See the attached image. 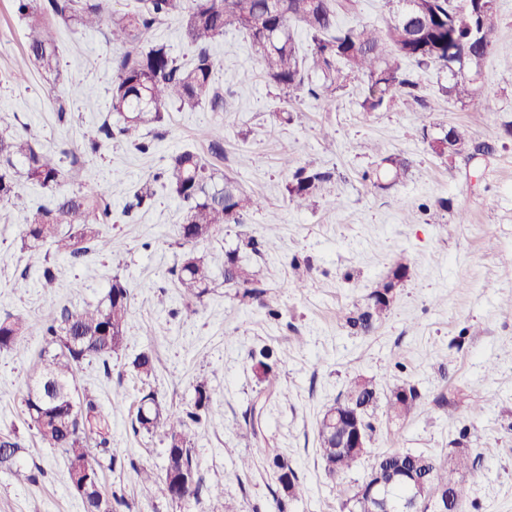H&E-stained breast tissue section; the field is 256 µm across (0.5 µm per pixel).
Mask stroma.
I'll return each instance as SVG.
<instances>
[{"instance_id":"stroma-1","label":"stroma","mask_w":512,"mask_h":512,"mask_svg":"<svg viewBox=\"0 0 512 512\" xmlns=\"http://www.w3.org/2000/svg\"><path fill=\"white\" fill-rule=\"evenodd\" d=\"M54 35L58 80L32 67L16 80L27 25L13 0H0V129L28 131L55 157L61 144L80 145L86 128L105 118L117 48L102 29L62 26ZM212 53L223 111H211L205 100L192 109L170 106L161 125L144 128L147 152L113 138L64 184L111 200L112 221L101 231L122 239L119 251L90 254L78 265L52 257L53 292H44L34 270L26 287H17L27 262L23 215L0 203V315L20 313L31 324L16 351L0 352V433L16 435L25 447L17 466L0 470V512H82L62 456L39 442L24 399L46 347L42 321L60 305L78 310L97 303L116 277L131 291L125 345L109 363L83 362L76 383L95 392L110 422L101 472L106 486L124 495L129 512H274L278 485L262 454L266 448L288 457L304 487L290 512H340L338 488L355 489L375 454L403 449L444 456L460 439L480 456L479 477L462 483L463 512H512V307L506 304L512 298V137L504 133L512 125V70L502 65L512 57V0H498L497 41L472 101L462 105L444 96L447 75L436 67L416 72L432 135L465 126L473 144L491 145L484 156L434 153L422 136L421 107L404 95L380 111H363L364 76L332 98L303 90L286 96L264 79L242 32L226 30ZM60 97L72 113L63 123L56 114ZM281 112L291 113L290 123L278 120ZM204 131L209 139H201ZM213 140L223 144V157L211 154ZM186 148L262 201L241 223L198 245L215 278L199 301L186 300L171 274L185 252L182 203L161 187L148 206L124 211L138 183ZM390 154L412 159L408 175L388 189L364 181L363 173ZM308 163L331 170L334 179L324 200L299 210L285 185L292 168ZM441 197L451 210L435 208ZM248 237L271 243V250L242 249ZM232 250L260 281L262 300H241L225 284L224 257ZM296 261L308 267L299 288ZM399 261L408 276L388 317L371 335L353 334L337 320L338 311L362 303ZM272 308L277 317L269 316ZM264 346L274 352L269 384L258 379L251 358ZM145 349L156 358L148 378L131 366ZM359 375L375 378L380 388L372 452L334 478L318 451V421ZM200 382L213 400L192 446L204 485L221 486L224 494L174 501L135 474L139 467L161 473L164 438L134 432L132 425L143 394L156 393L163 409L180 410L193 405ZM400 385L415 386L422 400L397 422L389 420L386 400ZM449 394L455 408L437 406V398ZM477 404L483 411L475 418ZM244 458L249 468H241Z\"/></svg>"}]
</instances>
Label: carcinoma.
Segmentation results:
<instances>
[{
	"instance_id": "cac0c4a2",
	"label": "carcinoma",
	"mask_w": 512,
	"mask_h": 512,
	"mask_svg": "<svg viewBox=\"0 0 512 512\" xmlns=\"http://www.w3.org/2000/svg\"><path fill=\"white\" fill-rule=\"evenodd\" d=\"M17 12L28 22L25 55L48 78L59 76L60 52L53 37L55 25L94 29L100 26L112 0H14ZM414 14L402 15L396 9L382 27L337 25L339 12L349 8L345 0H138L136 8L118 18H109L108 39L119 47L112 58L113 81L109 115L97 128L83 135L79 152L69 148L60 154L76 165L99 152L102 144L118 134L137 150L149 144L139 132L164 120L168 107L194 108L208 100L214 112L224 111V95L215 85L216 60L213 41L237 27L249 37L268 83L282 93L306 86L308 73H315L320 84L308 88L314 98L332 95L345 87L347 78L361 74L367 78V93L362 101L366 112L385 107L393 95L402 92L421 108L427 103L418 95L419 84L412 71L403 67L409 61L417 67L434 65L448 74L442 91L460 104L479 89L481 66L492 52L497 29V0H412ZM178 17L188 42L193 47L189 60L182 61L165 44H150L148 34L170 17ZM300 26L311 36L306 61L299 60V47L292 28ZM448 155L469 149L465 130L448 127ZM24 162L23 176L48 192L44 203L26 210L22 224V248L29 252L27 268H37L48 283L54 280L48 265L50 253L80 263L90 253H112L122 242L104 236L100 226L112 223V210L101 196L90 191L61 190L68 171L45 154L27 133L0 132V201L17 198L15 159ZM412 161L403 155H388L363 179L385 189L400 182ZM166 179L169 191L186 203L180 236L189 246L172 276L184 294L197 300L207 295L213 280L197 245L213 238L226 224H239L245 214L261 207V200L247 193L234 178L209 165L196 151L184 149L170 157L165 173L145 179L125 206V213L147 205L155 196V185ZM333 173L311 165L298 166L286 186L288 200L295 208H307L319 196ZM68 230H62V227ZM406 264L392 269L393 279L377 284L364 305L340 311L337 317L357 335H369L383 321L393 303L394 280H402ZM224 279L243 299L258 300L264 295L259 281L245 269L236 252L225 255ZM130 290L115 278L107 294L92 308L73 311L57 308L40 328L47 345L36 382L39 394L25 399L29 420L46 448L59 452L66 461L67 481L81 501L83 512H117L126 505L123 495L102 486L96 457L109 444L110 424L100 412L96 397L75 384L76 368L88 358L107 360L125 343ZM30 329L19 314L0 316V352L13 351L21 336ZM270 350L252 354L253 367L262 381L273 372ZM142 376L155 371L151 352L138 353L131 362ZM421 398L413 385L390 391L388 416L393 421L406 419ZM378 399L373 378L355 377L336 402L360 407V425L365 437H373L372 422ZM211 402L209 389L195 387L193 406L163 414L154 393L141 399L136 432L152 433L163 429L167 440L164 477L158 490L175 500L198 498L203 491L194 449L192 430L202 423ZM335 407L323 414L319 427L320 455L331 476L345 474L360 458L351 448L342 447L350 434V423L336 420ZM0 470L16 466L25 451L19 440L0 435ZM266 460L276 474L279 493L275 512H288L289 502L303 493L302 484L290 460L274 448L264 449ZM379 478L390 482L409 474L422 480L423 499L454 502L461 499L457 476H480L479 457L469 448H452L448 460L409 450H392L378 455L371 466ZM343 496L342 508L348 512H377L376 503L358 492Z\"/></svg>"
}]
</instances>
